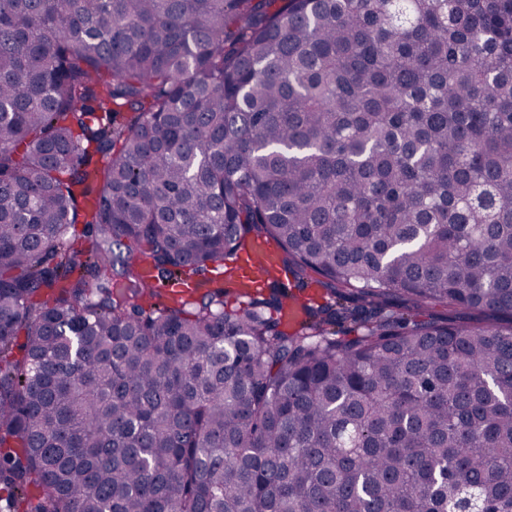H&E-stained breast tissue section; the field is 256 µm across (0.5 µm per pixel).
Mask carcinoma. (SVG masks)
Returning a JSON list of instances; mask_svg holds the SVG:
<instances>
[{"mask_svg":"<svg viewBox=\"0 0 512 512\" xmlns=\"http://www.w3.org/2000/svg\"><path fill=\"white\" fill-rule=\"evenodd\" d=\"M0 512H512V0H0ZM277 261V249L268 242H261L253 251L241 258L240 265L248 278L259 282L265 268L275 265Z\"/></svg>","mask_w":512,"mask_h":512,"instance_id":"carcinoma-1","label":"carcinoma"}]
</instances>
